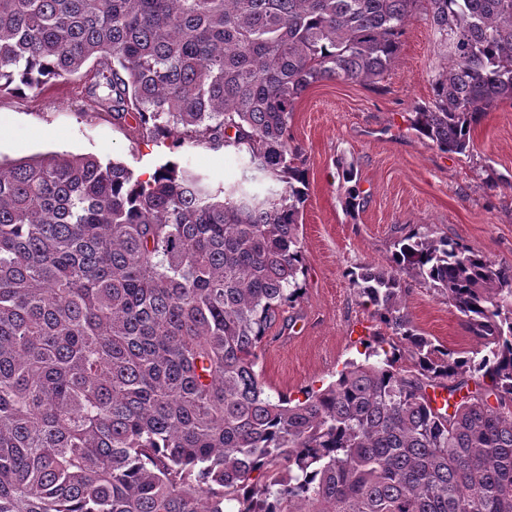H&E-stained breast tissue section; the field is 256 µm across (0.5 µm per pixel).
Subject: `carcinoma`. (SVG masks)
Returning a JSON list of instances; mask_svg holds the SVG:
<instances>
[{"mask_svg":"<svg viewBox=\"0 0 512 512\" xmlns=\"http://www.w3.org/2000/svg\"><path fill=\"white\" fill-rule=\"evenodd\" d=\"M420 6L442 65L413 123L466 154L512 99V0H0V93L93 60L113 119L244 145L281 184L214 191L173 161L142 181L67 151L0 164V512H512V265L417 230L348 271L390 349L297 402L258 370L305 273L291 112L316 82L382 79ZM404 271L475 348L419 333Z\"/></svg>","mask_w":512,"mask_h":512,"instance_id":"cac0c4a2","label":"carcinoma"}]
</instances>
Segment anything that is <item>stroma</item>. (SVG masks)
<instances>
[{
    "label": "stroma",
    "instance_id": "obj_1",
    "mask_svg": "<svg viewBox=\"0 0 512 512\" xmlns=\"http://www.w3.org/2000/svg\"><path fill=\"white\" fill-rule=\"evenodd\" d=\"M428 16L417 11L400 40L398 59L374 84L324 80L309 86L289 119L302 152L308 197L301 217L305 289L267 328L258 368L267 384L298 400L326 387L366 344L393 335L348 271L387 265L394 241L427 225L497 263L512 265V100L475 127L469 154L446 153L413 126L417 107L433 98L438 57ZM88 78L49 84L42 93L0 95V161L52 151L92 155L150 179L172 159L203 175L212 189L241 187L265 195L272 183L246 151L168 141L92 108ZM353 169L354 181L342 178ZM405 305L419 332L454 350L474 340L443 297L403 273Z\"/></svg>",
    "mask_w": 512,
    "mask_h": 512
}]
</instances>
